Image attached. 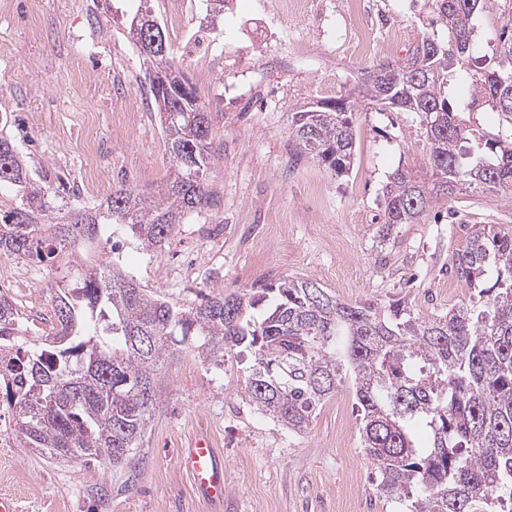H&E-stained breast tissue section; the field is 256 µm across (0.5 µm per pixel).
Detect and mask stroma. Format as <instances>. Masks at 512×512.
I'll list each match as a JSON object with an SVG mask.
<instances>
[{
	"mask_svg": "<svg viewBox=\"0 0 512 512\" xmlns=\"http://www.w3.org/2000/svg\"><path fill=\"white\" fill-rule=\"evenodd\" d=\"M0 0V136L10 138L30 178L54 192L63 212L99 205L126 185L151 192L172 171L165 136L149 99L143 58L126 33L137 0ZM364 18L349 0H313L283 9L275 26L280 58L253 47L233 15H262L273 0H233L214 16L206 0H152L155 16L185 75L210 111L222 113L211 181L218 207L188 214L169 238L142 247L116 230L103 258L134 275L148 294L177 309L203 296L240 293L288 277L309 279L341 301L386 310L398 301L433 317L468 290L451 265L468 234L486 226L512 233V199L467 190L434 205L417 224L383 233L390 174L428 177L429 145L411 112L359 106L354 164L335 176L297 153L291 115L353 93L365 70L407 58L423 34L446 39L432 0H374ZM512 0H494L474 20L479 55H491ZM366 25V44L351 33ZM122 75L139 125L125 130L112 110V79ZM76 262L63 251L43 263L0 256L14 272L0 292L21 313L17 346L56 325L54 278ZM252 359L225 351L204 359L188 337L164 362L160 403L124 469L57 460L28 448L0 391V494L19 512H396L376 490L373 460L361 447L355 399L342 388L293 433L245 393ZM209 439L224 459L227 496L199 497L179 449Z\"/></svg>",
	"mask_w": 512,
	"mask_h": 512,
	"instance_id": "stroma-1",
	"label": "stroma"
}]
</instances>
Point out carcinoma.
I'll use <instances>...</instances> for the list:
<instances>
[{"mask_svg":"<svg viewBox=\"0 0 512 512\" xmlns=\"http://www.w3.org/2000/svg\"><path fill=\"white\" fill-rule=\"evenodd\" d=\"M479 2L434 0L447 41L424 35L404 62L368 71L353 99L292 115L296 150L338 176L355 158V101L414 112L425 129L437 124L440 133L428 139L430 183L398 169L386 186L388 232L472 187L512 192V140L478 139L462 150L459 109L437 96L439 79L449 87L469 79L482 105L512 116V19L492 57L474 56ZM158 67L166 84L153 102L173 168L165 184L147 193L120 186L106 204L44 224L50 190L31 181L1 137L0 186L16 187L20 203L0 216V255L41 262L57 248L89 252L113 226L156 247L186 215L218 206L209 181L216 117L172 51ZM384 69L396 79L386 95L377 80ZM452 269L470 296L425 319L399 303L385 317L288 278L175 309L102 260L56 282L57 329L37 350L15 347L20 314L0 293V384L26 447L56 459L74 448L87 465L122 468L155 415L156 368L176 336H196L207 359L243 347L255 358L247 396L292 432L305 431L325 399L352 384L362 448L378 464L377 491L404 512H512V234L472 231Z\"/></svg>","mask_w":512,"mask_h":512,"instance_id":"1","label":"carcinoma"}]
</instances>
